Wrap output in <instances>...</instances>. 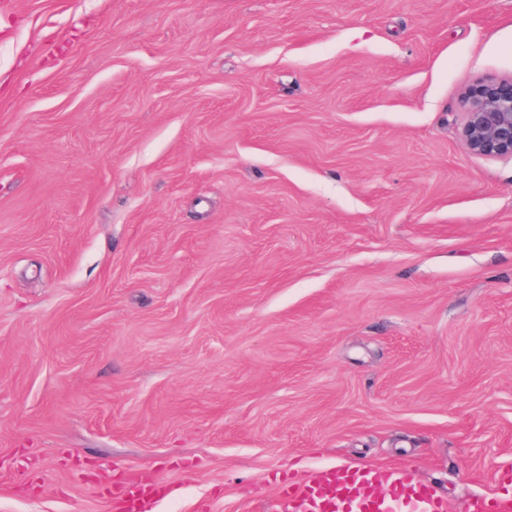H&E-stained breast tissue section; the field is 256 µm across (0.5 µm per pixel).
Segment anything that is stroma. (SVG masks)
<instances>
[{
	"label": "stroma",
	"mask_w": 512,
	"mask_h": 512,
	"mask_svg": "<svg viewBox=\"0 0 512 512\" xmlns=\"http://www.w3.org/2000/svg\"><path fill=\"white\" fill-rule=\"evenodd\" d=\"M512 0L0 6V512H269L512 469ZM466 148L486 156L512 158V77L486 80L461 96ZM281 512H448V499L408 468L336 466L304 484L281 480ZM125 512H154L156 501L162 490L153 486L116 488Z\"/></svg>",
	"instance_id": "35a3bbf8"
}]
</instances>
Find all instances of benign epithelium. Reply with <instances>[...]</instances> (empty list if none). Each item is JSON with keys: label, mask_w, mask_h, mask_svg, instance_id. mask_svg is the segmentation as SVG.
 I'll use <instances>...</instances> for the list:
<instances>
[{"label": "benign epithelium", "mask_w": 512, "mask_h": 512, "mask_svg": "<svg viewBox=\"0 0 512 512\" xmlns=\"http://www.w3.org/2000/svg\"><path fill=\"white\" fill-rule=\"evenodd\" d=\"M466 148L486 156L512 158V77L486 80L461 96Z\"/></svg>", "instance_id": "1"}]
</instances>
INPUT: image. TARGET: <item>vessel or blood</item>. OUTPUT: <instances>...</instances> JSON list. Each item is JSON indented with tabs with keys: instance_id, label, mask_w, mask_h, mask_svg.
<instances>
[{
	"instance_id": "1",
	"label": "vessel or blood",
	"mask_w": 512,
	"mask_h": 512,
	"mask_svg": "<svg viewBox=\"0 0 512 512\" xmlns=\"http://www.w3.org/2000/svg\"><path fill=\"white\" fill-rule=\"evenodd\" d=\"M497 488L467 498L464 512H512V471L500 472ZM123 512H154L161 495L153 486L119 489ZM281 512H449L447 498L408 468L336 466L303 484L280 481Z\"/></svg>"
}]
</instances>
